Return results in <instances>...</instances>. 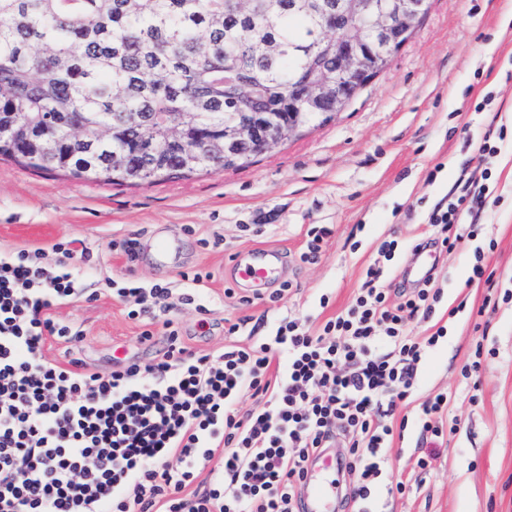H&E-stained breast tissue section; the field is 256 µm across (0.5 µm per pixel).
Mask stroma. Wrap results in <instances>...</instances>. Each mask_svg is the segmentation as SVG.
Listing matches in <instances>:
<instances>
[{
    "mask_svg": "<svg viewBox=\"0 0 512 512\" xmlns=\"http://www.w3.org/2000/svg\"><path fill=\"white\" fill-rule=\"evenodd\" d=\"M512 0H431L415 35L389 68L373 79L349 108L328 123L237 168L203 172L154 185L97 184L57 172H37L0 158V251L84 241L90 255L79 268L89 287L134 275L148 282L181 284L185 272L202 271L207 313L182 308L177 322L191 349L224 344L225 320H257L263 302L240 304L247 287L235 286V254L276 248L288 257L285 298L305 316L327 295L325 316L343 309L361 285L380 243L411 239L460 178L487 180L489 205L474 238L441 254L436 272L449 305L492 299L486 331L458 316L448 339L421 371L420 398L456 392L451 415L457 430L435 443L430 472L414 469L416 440L394 442L391 474L411 486L389 512H512V149L475 157L484 125L512 127ZM494 109L477 112L486 93ZM332 229L320 258L299 260L311 225ZM175 240L170 263L152 240ZM136 243L134 257L121 248ZM486 248L492 284L470 281L476 247ZM236 288L227 296V288ZM84 329L78 344L85 367L109 375L125 363L151 362L163 336L140 341L142 325L129 319L109 293L55 309ZM482 348L477 401L462 393L460 369Z\"/></svg>",
    "mask_w": 512,
    "mask_h": 512,
    "instance_id": "stroma-1",
    "label": "stroma"
}]
</instances>
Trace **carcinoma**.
<instances>
[{
  "mask_svg": "<svg viewBox=\"0 0 512 512\" xmlns=\"http://www.w3.org/2000/svg\"><path fill=\"white\" fill-rule=\"evenodd\" d=\"M335 52L294 0H0V156L130 186L244 167L257 140L226 150L224 122L297 126L286 144L330 121L294 86L336 82Z\"/></svg>",
  "mask_w": 512,
  "mask_h": 512,
  "instance_id": "cac0c4a2",
  "label": "carcinoma"
}]
</instances>
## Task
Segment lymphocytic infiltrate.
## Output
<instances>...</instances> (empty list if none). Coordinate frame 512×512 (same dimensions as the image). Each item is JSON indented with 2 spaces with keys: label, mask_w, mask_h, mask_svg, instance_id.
<instances>
[{
  "label": "lymphocytic infiltrate",
  "mask_w": 512,
  "mask_h": 512,
  "mask_svg": "<svg viewBox=\"0 0 512 512\" xmlns=\"http://www.w3.org/2000/svg\"><path fill=\"white\" fill-rule=\"evenodd\" d=\"M488 188L466 181L438 201L429 228L403 242L384 240L351 302L322 322L280 303L272 289L265 332L225 321L222 349L202 353L174 319L202 302L201 274L186 289L130 278L112 290L142 341L167 338L152 363H127L102 376L77 358L48 360L47 338L75 347L83 331L55 320L54 307L93 300L76 267L85 249L70 243L0 253V512H299L311 457L342 443V502L378 512L395 437L415 429L438 441L457 422L451 394L419 400L418 374L448 335V307L434 276L400 279L396 257L428 245L451 252L485 212ZM430 334L413 335L412 322ZM208 480H200L201 471Z\"/></svg>",
  "instance_id": "obj_1"
}]
</instances>
